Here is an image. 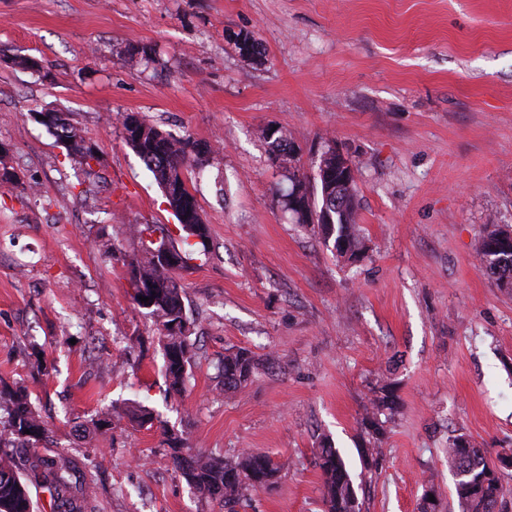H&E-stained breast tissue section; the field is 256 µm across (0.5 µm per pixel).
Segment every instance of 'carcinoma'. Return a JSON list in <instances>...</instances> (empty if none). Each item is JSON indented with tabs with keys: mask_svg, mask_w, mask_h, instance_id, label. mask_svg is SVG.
<instances>
[{
	"mask_svg": "<svg viewBox=\"0 0 512 512\" xmlns=\"http://www.w3.org/2000/svg\"><path fill=\"white\" fill-rule=\"evenodd\" d=\"M244 37L250 42L251 51L244 57L264 62V49L251 32L228 33L227 38ZM156 61L152 48L136 47L129 52V63L149 64ZM59 143L66 149L65 159L83 169H92L97 150L88 143L82 130L70 123L61 113H56L54 124L47 126ZM261 137L269 146L273 160H281L285 179L279 184L278 193L283 202L295 189L303 191V199L313 206L332 204L331 221L315 224L317 235L326 249L335 253L338 260L354 263L363 257L368 246L362 235L358 218L356 185L346 186L334 181L327 182L321 175L309 178L295 166L296 156L291 154L294 141L287 132L262 129ZM127 145L151 171L162 189L174 216H179L186 207L198 209L195 196L189 191L183 178V169L188 166L203 168L208 165L213 146L206 141L187 136L176 137L165 133L148 121H143L138 135L125 138ZM161 233L159 241L152 239L155 232ZM183 246L175 245L168 229H157L142 224L133 229L144 256H130L126 263L128 281L133 290V300L139 301L140 288L146 289L149 297V314L155 319L160 331L165 376L169 387L180 392L188 368L191 366V326L181 296V286L175 272L190 267L194 250L189 238L205 242L209 234L208 225L202 217L177 226ZM259 359L248 348H239L224 355L219 372L224 377V389L235 390L253 382L259 369ZM398 409L395 385L384 383L377 387L372 398V410L363 418L369 433L383 434L380 415L394 413ZM30 433H24V430ZM49 430L40 419L29 396L24 391L9 395L8 419L0 430V512H34L30 486L45 489L50 496L54 512H95L93 487L87 480L75 477V464L65 450L49 456L33 452L26 459L29 482L21 480L18 464L4 450L6 444L19 440L29 447L45 441ZM466 435L453 437L448 447V460L453 468L454 494L460 512H495L501 506L506 493L501 477L486 468V457L480 448H471L465 453L460 441ZM164 444L169 448V457L177 472L201 496L216 501L234 512L250 491L259 488L272 489L278 483L282 466L265 454L243 451L235 459L224 461L202 454L184 452L182 437L165 434ZM316 465L320 471L321 492L326 506L325 512H362V502L352 495L354 477L339 451L326 442L319 449Z\"/></svg>",
	"mask_w": 512,
	"mask_h": 512,
	"instance_id": "1",
	"label": "carcinoma"
}]
</instances>
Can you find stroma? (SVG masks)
Returning <instances> with one entry per match:
<instances>
[{
    "label": "stroma",
    "mask_w": 512,
    "mask_h": 512,
    "mask_svg": "<svg viewBox=\"0 0 512 512\" xmlns=\"http://www.w3.org/2000/svg\"><path fill=\"white\" fill-rule=\"evenodd\" d=\"M255 32L256 65L228 31ZM156 51L149 67L130 46ZM0 143L34 194L0 188V391L24 389L96 482V512H225L173 468L163 430L193 451L250 450L284 468L236 512H324L316 451L339 449L362 512H419L433 483L459 512L448 443L512 454V289L480 269L483 229L512 230V0H0ZM61 112L100 159L74 167L33 117ZM216 147L186 184L207 253L179 277L193 365L169 389L156 326L124 260L139 224L175 229L120 115ZM313 175L325 141L357 170L370 247L347 265L277 193L261 129ZM249 348L254 381L223 391L217 364ZM399 410L362 424L381 382ZM154 412L95 428L112 403Z\"/></svg>",
    "instance_id": "35a3bbf8"
}]
</instances>
